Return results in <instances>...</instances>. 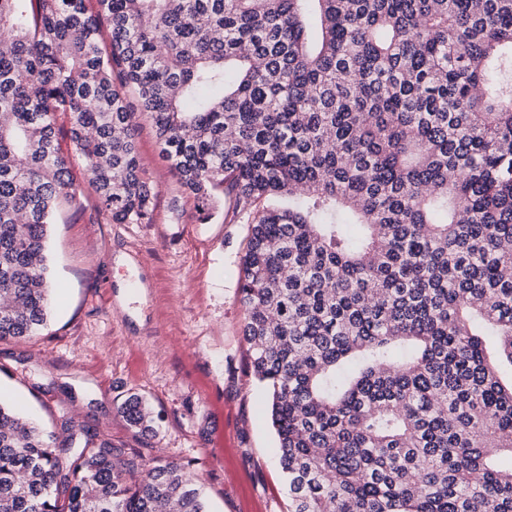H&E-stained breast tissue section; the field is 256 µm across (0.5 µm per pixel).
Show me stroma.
I'll list each match as a JSON object with an SVG mask.
<instances>
[{"label": "stroma", "mask_w": 512, "mask_h": 512, "mask_svg": "<svg viewBox=\"0 0 512 512\" xmlns=\"http://www.w3.org/2000/svg\"><path fill=\"white\" fill-rule=\"evenodd\" d=\"M137 143L155 192L151 223H112L73 159L76 193L51 230L50 319L33 338L0 340V392L49 430L76 415L114 444L184 465L209 512H288L267 395L242 335L249 227L229 223L221 206L199 221L148 119ZM132 394L150 405L153 433L121 413ZM218 435L215 462L207 452Z\"/></svg>", "instance_id": "1"}]
</instances>
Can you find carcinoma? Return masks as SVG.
Returning a JSON list of instances; mask_svg holds the SVG:
<instances>
[{
	"label": "carcinoma",
	"instance_id": "obj_1",
	"mask_svg": "<svg viewBox=\"0 0 512 512\" xmlns=\"http://www.w3.org/2000/svg\"><path fill=\"white\" fill-rule=\"evenodd\" d=\"M87 2L0 0V339L50 311L55 114L115 224L152 219L144 116L199 220L219 190L249 225L288 512H512V0ZM61 429L0 394V512H206L180 464Z\"/></svg>",
	"mask_w": 512,
	"mask_h": 512
}]
</instances>
